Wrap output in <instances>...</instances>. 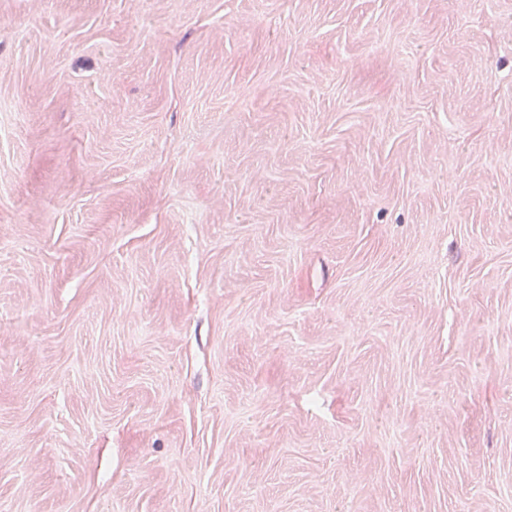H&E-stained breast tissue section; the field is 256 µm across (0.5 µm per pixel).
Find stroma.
Here are the masks:
<instances>
[{"label":"stroma","mask_w":512,"mask_h":512,"mask_svg":"<svg viewBox=\"0 0 512 512\" xmlns=\"http://www.w3.org/2000/svg\"><path fill=\"white\" fill-rule=\"evenodd\" d=\"M0 512H512V0H0Z\"/></svg>","instance_id":"stroma-1"}]
</instances>
